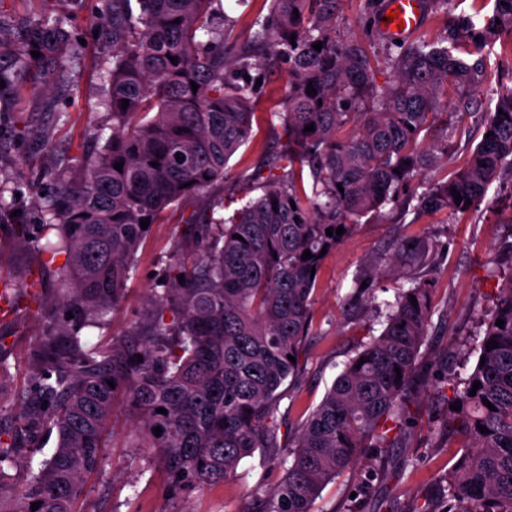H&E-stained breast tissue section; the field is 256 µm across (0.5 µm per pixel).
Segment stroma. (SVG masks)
<instances>
[{
    "label": "stroma",
    "instance_id": "stroma-1",
    "mask_svg": "<svg viewBox=\"0 0 512 512\" xmlns=\"http://www.w3.org/2000/svg\"><path fill=\"white\" fill-rule=\"evenodd\" d=\"M367 16V0H343L336 32L364 42L371 51H383L391 39ZM68 28L79 41L71 93L60 99L53 116L42 110L46 95L41 79L25 80L19 121L35 132L50 133L57 153L75 155L93 127L112 125L106 106L112 50L95 38L89 11H82ZM287 82L282 71L266 77L254 138L228 162L231 176L224 184V195L230 203L224 216H232L262 193L258 185L239 184L236 176L258 165L263 155L278 151L284 142L277 114L283 109ZM456 128L455 151L432 171V178H453L482 137L477 115H464ZM183 230L175 220L152 225L137 253L124 301L107 315L105 325L88 328L93 340L122 335L140 319L146 296L159 287L156 274L166 253ZM404 237H417L435 247L433 264L423 270L403 266L401 275L375 280L369 294L350 301L356 280L368 273L370 263L386 264L393 245ZM15 240L13 225L0 228V293L16 303L15 311L0 316V361L6 366L0 373V430L4 432L13 427L9 403L30 389V353L49 322L24 287L27 273L42 270L53 279L66 262L61 254L50 265L40 266L37 253L17 248ZM511 272L512 181L506 179L494 181L481 204L465 215L407 212L398 204H386L363 217L324 258L314 291L313 327L300 348L299 376L285 388L275 413L282 452L291 451L300 422L319 405L345 362L383 330L386 303L407 278L432 281L434 314L405 396L406 447L389 449L385 474L378 478L370 475L375 454L366 452L355 471L324 487L312 512H418L424 500L441 497L442 477L454 454L443 424L453 397L450 379L467 377L473 369L484 332L482 322L495 307L504 275ZM110 432L103 469L87 480L83 512H250L255 500L283 474L280 466L263 464L254 455L243 459L223 484L174 498L166 491V476L153 449L128 447L134 426L124 409L115 410Z\"/></svg>",
    "mask_w": 512,
    "mask_h": 512
}]
</instances>
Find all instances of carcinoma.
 I'll list each match as a JSON object with an SVG mask.
<instances>
[{"instance_id": "cac0c4a2", "label": "carcinoma", "mask_w": 512, "mask_h": 512, "mask_svg": "<svg viewBox=\"0 0 512 512\" xmlns=\"http://www.w3.org/2000/svg\"><path fill=\"white\" fill-rule=\"evenodd\" d=\"M99 2L95 24L112 44V133L90 137L72 164L54 158L50 136L12 128L18 141L37 140L25 165L41 167L47 185L36 187L32 201L39 239L29 238L28 211L15 196L8 203L0 196V221L14 225L20 243L38 255H67L66 272L38 281L39 303L51 299L73 317L43 332L31 352L32 390L17 405L12 430L0 431V512H80L119 398L135 424V447L155 449L174 496L223 483L258 450L275 459L274 412L282 386L299 370L288 356L298 357L312 325L311 269L320 268L321 250L336 248L360 218L404 190L420 210L456 214L477 207L494 180L512 179V86L496 88L481 113L485 136L452 179L423 176L448 158L453 123L420 139L450 91L465 108H483L468 94L484 83L485 47L512 34V0H494L483 20L454 16L441 41L395 44L381 60L356 40L336 38L341 0H264L267 13L255 15L231 60L233 28L222 0ZM74 58L72 36L54 10L21 21L0 10V121L22 109L28 73L40 75L49 92L70 90ZM379 61L394 74L383 87L373 79ZM273 69L288 74L285 109L275 113L288 144L268 159L273 174L262 195L227 219L210 216L224 207L221 197L191 213L188 233L162 268L163 292L147 296L140 322L121 336L87 342L82 329L104 323L124 299L149 233L140 221L155 224L171 207L224 186L226 164L253 136L262 92L256 81ZM310 85L316 93H306ZM310 124L314 130L304 131ZM347 126L350 137L338 138ZM340 226L343 235H326ZM306 250L312 257L303 260ZM430 253L423 240L403 238L387 266L371 264L370 275L395 274L402 262L426 268ZM408 283L386 302L382 333L346 363L308 414L259 512H311L325 484L353 470L365 449L402 444L404 391L434 313L430 282ZM490 340L498 347L486 349ZM479 356L484 364L453 382L461 409L448 410V441L461 436L467 444L443 477L442 512H512V277L485 323ZM43 432L56 434L57 445L35 469L24 462L25 443Z\"/></svg>"}]
</instances>
